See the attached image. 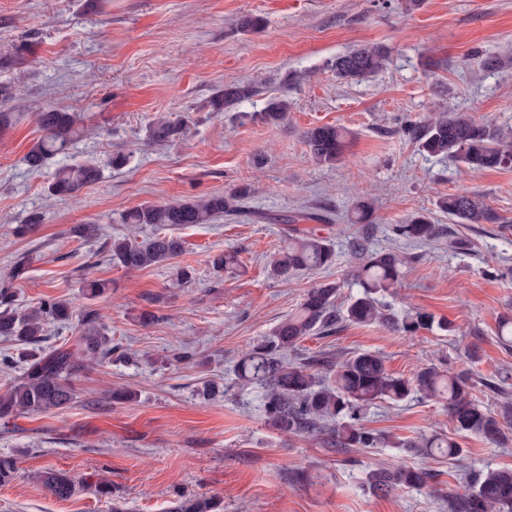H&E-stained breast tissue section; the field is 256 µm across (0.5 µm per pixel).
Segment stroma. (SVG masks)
Masks as SVG:
<instances>
[{
  "label": "stroma",
  "instance_id": "stroma-1",
  "mask_svg": "<svg viewBox=\"0 0 512 512\" xmlns=\"http://www.w3.org/2000/svg\"><path fill=\"white\" fill-rule=\"evenodd\" d=\"M260 18L253 31L244 17ZM390 51L370 79L336 78L330 63L359 44ZM502 65L488 69L486 57ZM229 81L257 96L216 114L206 102ZM0 86L11 88L12 123L0 129V282L12 281L15 306L45 297L78 299L83 279L108 281L93 302L112 338V356L81 372L67 409L16 418L0 430V455L17 460L18 478L0 486V512H167L176 493L215 496L224 512H446L437 496L456 491L458 468L512 469V424L491 444L461 438V462L410 448L332 453L321 442L270 428L261 392L241 385L236 362L326 279L341 282L336 308L357 293L347 285L357 259L352 239L407 259L401 288L382 304L422 308L450 324L447 332L410 336L379 326L338 323L335 333L306 337L299 351L340 359L370 351L386 368L411 376L435 365L469 370L473 393L492 412L512 404V345L498 336L512 314V227L458 224L437 200L466 187L512 224V167L466 174L420 152L403 132L447 106L512 130V0H0ZM291 108L275 125L253 120L269 98ZM80 113L89 134L68 163L97 162L100 178L78 200L53 195L54 165L29 170L22 158L39 137L36 112ZM187 120L184 139L145 141L159 116ZM335 124L352 137L342 161L316 163L304 142L315 125ZM122 169L108 166L115 152ZM248 188V212L179 228L185 252L167 266L127 271L110 260L122 213L148 202ZM374 221L354 224L357 200ZM315 213L308 229L332 241L331 269L286 280L269 265L283 246L284 216ZM442 235L422 244L398 237L415 213ZM38 217L36 232L17 228ZM81 224L94 225L89 237ZM463 240L464 249L450 240ZM237 251L241 272H215L211 259ZM29 259L11 280L18 257ZM190 269L188 283L178 269ZM154 315L143 323L142 312ZM126 389L115 405L111 391ZM367 427L402 439L452 433L433 401L410 398L372 408ZM403 463L431 470L430 487L377 496L366 475ZM76 477L65 499L41 484V471ZM107 479L111 496L97 493Z\"/></svg>",
  "mask_w": 512,
  "mask_h": 512
}]
</instances>
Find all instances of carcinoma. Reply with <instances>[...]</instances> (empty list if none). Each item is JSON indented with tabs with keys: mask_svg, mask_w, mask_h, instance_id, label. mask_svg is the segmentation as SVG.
Instances as JSON below:
<instances>
[{
	"mask_svg": "<svg viewBox=\"0 0 512 512\" xmlns=\"http://www.w3.org/2000/svg\"><path fill=\"white\" fill-rule=\"evenodd\" d=\"M389 52L378 44L358 45L330 63L336 78L362 82L386 66ZM256 88L241 83L224 85L207 101L212 112H227L250 99ZM290 102L286 97L268 100L254 118L266 124L286 119ZM41 135L23 157L25 164L41 169L67 153L82 137V119L74 112L47 108L35 117ZM187 132V123L165 116L155 119L146 129L150 145L162 146L179 140ZM404 133L419 148L433 157L444 158L470 173L512 167V135L501 128L475 120L454 107L435 112L404 127ZM304 141L311 157L320 164L338 163L348 145V132L326 124L305 131ZM100 169L94 164L64 165L58 168L51 191L72 199L87 185L97 181ZM246 191L185 199L172 203H147L125 212L122 223L152 229L149 236L115 238L110 261L127 270L163 265L186 250V241L169 233L174 226L211 224L224 217L244 213ZM448 217L460 224H497L498 215L482 196L462 187L437 201ZM370 205L355 203L351 220L370 224ZM312 216L300 213L283 219L293 225L271 274L286 279L297 274L328 270L336 265V249L329 240L296 224ZM400 235L420 243L439 236L440 228L424 214H415L398 226ZM359 263L353 280L359 294L342 313L334 302L340 288L337 281L326 280L311 288L300 306L255 344L237 363L238 379L261 390L265 422L281 434L300 435L321 441L338 454L353 448H414L427 456L454 460L463 449L455 439L443 433L404 440L368 430L361 424L364 415L379 402L397 404L411 396L441 404L456 430L498 443L504 436L503 424L490 409L473 398L474 385L465 371L447 374L435 366L418 369L411 377L396 376L385 368L382 358L369 352H356L336 361L325 354L300 357L297 346L315 331H329L339 320L354 324H376L384 329L415 335L421 330H448V324L422 310L402 315L384 308L378 296L393 294L400 287L404 259L393 251H375L362 240L353 243ZM218 272L241 268L238 253L226 252L212 259ZM15 294L0 288V336L12 337L19 344L34 346L42 342L43 324L50 319L69 323L75 333V347H60L40 357H32L24 376L0 395V425L8 428L20 414L63 410L72 405L77 393L74 380L85 367L112 355V338L100 322L99 313L73 300L45 298L24 312L14 308ZM17 461L0 455V486L16 479ZM53 495L67 498L74 480L62 471H44L38 475ZM433 474L424 467H377L367 473L371 493L387 495L399 487L424 488ZM463 492L447 499L448 512H512V470L487 469L461 478ZM167 512H224L223 501L216 497L179 493Z\"/></svg>",
	"mask_w": 512,
	"mask_h": 512,
	"instance_id": "cac0c4a2",
	"label": "carcinoma"
}]
</instances>
